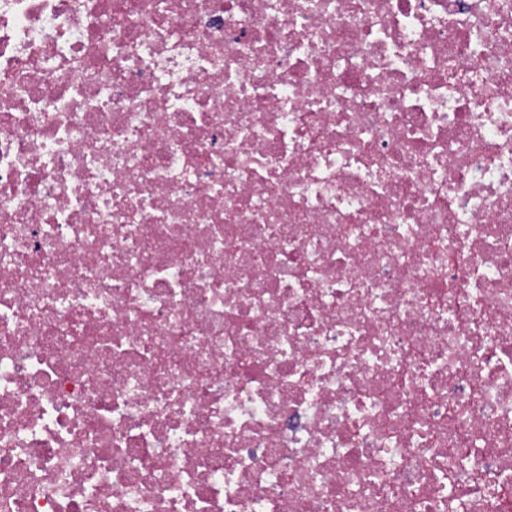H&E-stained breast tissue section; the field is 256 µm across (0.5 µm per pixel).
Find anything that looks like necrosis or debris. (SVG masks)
<instances>
[{"label": "necrosis or debris", "mask_w": 512, "mask_h": 512, "mask_svg": "<svg viewBox=\"0 0 512 512\" xmlns=\"http://www.w3.org/2000/svg\"><path fill=\"white\" fill-rule=\"evenodd\" d=\"M460 500L512 512V0H0V512Z\"/></svg>", "instance_id": "1"}]
</instances>
